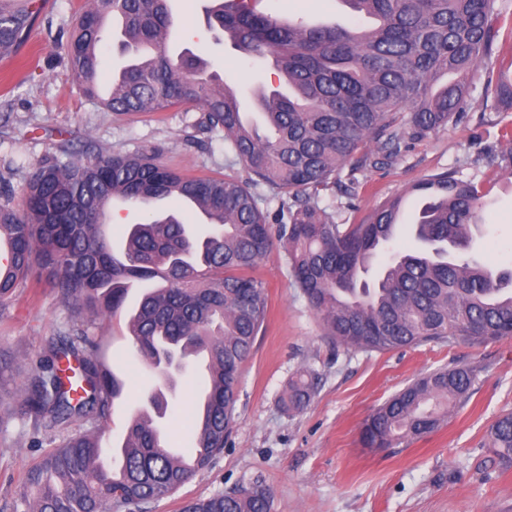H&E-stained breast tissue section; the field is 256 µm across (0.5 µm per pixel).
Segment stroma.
<instances>
[{
	"label": "stroma",
	"mask_w": 512,
	"mask_h": 512,
	"mask_svg": "<svg viewBox=\"0 0 512 512\" xmlns=\"http://www.w3.org/2000/svg\"><path fill=\"white\" fill-rule=\"evenodd\" d=\"M86 0H43L42 12L20 50L0 58V186L21 188L34 165L74 151H156L160 161L189 175L244 176L220 132L199 127L200 112L177 107L167 112L118 115L85 97L66 60L53 48L66 37ZM210 0H171L174 26L170 49H188L208 59L242 102L254 89L280 83L271 58H257L219 43L206 25ZM256 9L280 21L336 23L364 27V18L342 0H255ZM512 127V110L488 112L482 88L470 91L462 117L422 140L410 142L396 162L369 167L355 179L340 175L320 203L336 210L339 222H358L384 200L405 196L404 223H414L420 201L415 183L434 173L458 170L494 178L483 198L473 234L478 258L492 270L512 269V175L494 174L483 160L486 148L502 145ZM113 237L124 224L175 215L189 231L206 227L204 215L185 203L163 199L149 209L116 202ZM252 275L265 289L268 319L243 364L237 418L223 453L151 512H180L185 501L204 499L259 477L275 492L272 512H512V466L499 464L488 447L489 426L512 411V338L471 344L426 343L387 353H349L328 340L295 286L276 248ZM72 325L68 305L46 281H30L0 303V371L10 388L43 356L49 337ZM109 362L115 373L142 372L126 316L105 320ZM465 364L476 371L467 402L454 408L435 432L385 451L360 443L363 422L393 394L423 373ZM318 376L309 405L285 410L280 399L301 368ZM201 371L189 363L164 419L169 447H187L191 422L181 414L193 404ZM53 436L33 432L30 422L9 420L0 427V507L11 503L28 469L49 451Z\"/></svg>",
	"instance_id": "1"
}]
</instances>
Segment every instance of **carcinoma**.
<instances>
[{
    "mask_svg": "<svg viewBox=\"0 0 512 512\" xmlns=\"http://www.w3.org/2000/svg\"><path fill=\"white\" fill-rule=\"evenodd\" d=\"M170 0H90L68 41L57 47L84 93L98 94L102 20L121 26L120 47L154 48L112 81L105 104L117 114L167 112L188 105L204 129L224 132L246 178L189 176L150 151L68 154L39 163L26 181L23 209L0 204V234L10 244L0 263V302L34 276H45L71 310L70 332L51 338L40 370L16 395L34 429L72 431L31 467L11 512H147L224 451L237 410L240 371L267 315L262 282L248 275L279 242L289 272L320 321L324 336L348 352H389L428 342L485 343L512 337V271L493 272L473 254L472 226L482 183L456 172L412 186L424 204L412 227L416 246L390 255L376 283L361 279L376 253L397 237L404 198L373 208L357 224H340L319 206L320 194L351 172L398 159L412 140L448 125L463 109L481 69L483 103L512 107V81L491 77L504 49L505 0H344L369 16L360 34L333 25H292L216 0L217 25L253 56H271L291 94L262 96L273 135L243 119L237 95L192 52L168 51ZM37 0H0V55L19 46L38 14ZM486 166L512 170V147L489 148ZM288 196L287 216L272 228L253 188ZM140 205L190 201L211 230L192 236L174 215L132 224L116 256L105 231L109 197ZM159 279L128 312L137 355L152 373H175L137 404L114 471L101 461L104 425L125 381L106 364L96 320L117 316L137 282ZM212 354L201 389L206 411L193 409L192 446L177 457L165 446V391L177 386L187 358ZM475 379L467 365L425 373L379 406L361 427L365 448H394L438 429L466 400ZM303 370L282 404L300 410L314 394ZM489 447L512 465V412L490 426ZM270 487L218 491L183 512H271Z\"/></svg>",
    "mask_w": 512,
    "mask_h": 512,
    "instance_id": "carcinoma-1",
    "label": "carcinoma"
}]
</instances>
